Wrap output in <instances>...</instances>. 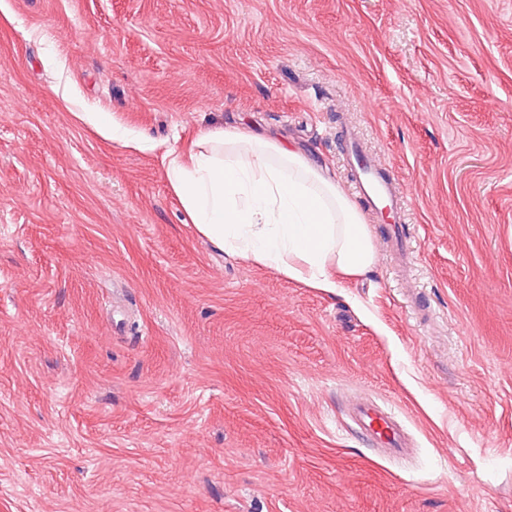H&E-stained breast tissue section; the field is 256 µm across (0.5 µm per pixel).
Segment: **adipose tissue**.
<instances>
[{"mask_svg": "<svg viewBox=\"0 0 512 512\" xmlns=\"http://www.w3.org/2000/svg\"><path fill=\"white\" fill-rule=\"evenodd\" d=\"M165 158L173 192L215 247L326 293L373 270L361 211L287 144L218 129Z\"/></svg>", "mask_w": 512, "mask_h": 512, "instance_id": "ef3b65f1", "label": "adipose tissue"}]
</instances>
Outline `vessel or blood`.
<instances>
[{
    "instance_id": "obj_1",
    "label": "vessel or blood",
    "mask_w": 512,
    "mask_h": 512,
    "mask_svg": "<svg viewBox=\"0 0 512 512\" xmlns=\"http://www.w3.org/2000/svg\"><path fill=\"white\" fill-rule=\"evenodd\" d=\"M357 191L379 215H400L406 200L391 170L373 158L358 139H351L345 151ZM349 417L366 444L383 454L400 455L409 441L408 431L399 415L372 400L359 398L349 408Z\"/></svg>"
}]
</instances>
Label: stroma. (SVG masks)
I'll list each match as a JSON object with an SVG mask.
<instances>
[{"label": "stroma", "mask_w": 512, "mask_h": 512, "mask_svg": "<svg viewBox=\"0 0 512 512\" xmlns=\"http://www.w3.org/2000/svg\"><path fill=\"white\" fill-rule=\"evenodd\" d=\"M221 128L347 194L357 133L406 270L214 248L164 155ZM0 512H512V0H0ZM345 161L350 169L357 191L379 216L392 214L393 223L388 224L386 238L395 251L404 260L408 253L407 238L400 213L406 205L405 196L400 190L393 174L383 163L373 158L357 138H351L345 151ZM379 205H383L379 208ZM349 417L366 444L388 457H397L408 446L409 434L399 415L367 398H358Z\"/></svg>", "instance_id": "35a3bbf8"}]
</instances>
